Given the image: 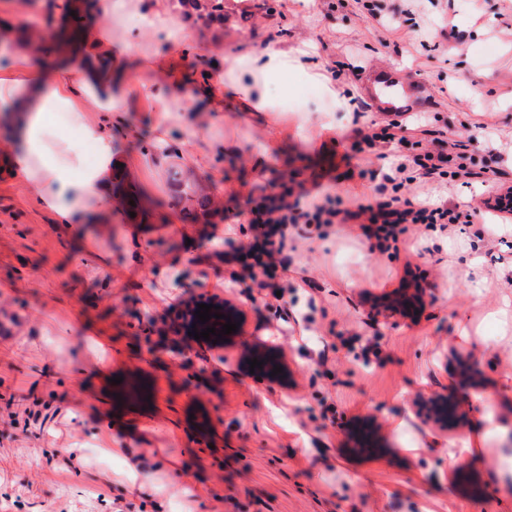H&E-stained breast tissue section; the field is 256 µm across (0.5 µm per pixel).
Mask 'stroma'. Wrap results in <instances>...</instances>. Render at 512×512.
I'll use <instances>...</instances> for the list:
<instances>
[{
  "instance_id": "35a3bbf8",
  "label": "stroma",
  "mask_w": 512,
  "mask_h": 512,
  "mask_svg": "<svg viewBox=\"0 0 512 512\" xmlns=\"http://www.w3.org/2000/svg\"><path fill=\"white\" fill-rule=\"evenodd\" d=\"M274 7L225 38L185 26L182 50L99 0L96 26L133 45L112 65L138 73L112 140L146 220L55 223L6 172L13 141L0 129V512H512V215L490 208L512 186V0ZM65 8L0 0V14L48 38L68 25ZM270 43L311 46L342 99L297 72L270 98L276 124L235 105L192 126L178 109L158 121L156 97L173 82ZM376 72L424 86L429 105L414 117L448 129L474 167L497 169L489 183L409 188L471 211V223L413 224L383 247L357 224H306L287 245L289 288L247 287L221 253L252 238L249 195L318 176L352 209L383 184L389 161L351 148L357 124L389 119L366 99ZM479 123L484 144L470 140ZM186 187L218 209L182 221ZM409 275L424 306L377 317L372 297ZM200 296L244 311L234 343L174 334L175 304ZM256 343L278 349L286 379L243 369ZM436 395L456 403L454 427L418 415ZM360 419L374 427L368 458L353 453ZM476 435L482 453L453 459ZM134 457L142 482L130 491L114 475Z\"/></svg>"
}]
</instances>
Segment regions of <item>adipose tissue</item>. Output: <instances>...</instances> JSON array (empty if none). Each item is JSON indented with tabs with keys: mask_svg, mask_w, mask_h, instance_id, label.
Returning a JSON list of instances; mask_svg holds the SVG:
<instances>
[{
	"mask_svg": "<svg viewBox=\"0 0 512 512\" xmlns=\"http://www.w3.org/2000/svg\"><path fill=\"white\" fill-rule=\"evenodd\" d=\"M85 43L87 50L75 72H32L34 55L27 45L13 49L10 65L0 67V104L8 109L17 138L8 168L17 180L34 185L38 204L60 224H85L111 213L112 183L122 174L104 122L120 119L124 98L115 84L101 78L96 67L100 56L113 54L114 46L97 30L86 33ZM224 64L235 74L231 82L214 79L192 94L159 97L158 111L167 113L178 105L189 116L201 103L220 112L225 101L233 100L243 111L264 112L268 105L261 84L281 82L291 72L313 67L306 53L274 44L228 55ZM82 97L99 112L101 121L84 128L86 137L96 145L97 162L79 175L74 171L79 161L77 150L59 134L55 119L57 110L67 109L73 122H81L82 115L75 112L74 105Z\"/></svg>",
	"mask_w": 512,
	"mask_h": 512,
	"instance_id": "1",
	"label": "adipose tissue"
}]
</instances>
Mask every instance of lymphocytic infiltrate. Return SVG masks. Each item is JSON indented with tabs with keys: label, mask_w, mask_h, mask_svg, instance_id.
Segmentation results:
<instances>
[{
	"label": "lymphocytic infiltrate",
	"mask_w": 512,
	"mask_h": 512,
	"mask_svg": "<svg viewBox=\"0 0 512 512\" xmlns=\"http://www.w3.org/2000/svg\"><path fill=\"white\" fill-rule=\"evenodd\" d=\"M405 119H394L384 127L369 123L355 130L356 146L374 147L383 142L391 146L390 169L401 184H432L466 181L473 172L456 140L447 132L420 128L416 151H406ZM307 191L280 184L278 190L249 198V224L255 231L251 242L225 252L228 261L241 262L250 279L258 287H266L278 271L287 270L284 250L290 238L299 236L305 224H348L361 222L367 236L398 241L409 225L448 226L469 223L471 215L448 208L444 203H416L398 195H386L377 188L371 199L355 208H341L335 198L307 203Z\"/></svg>",
	"instance_id": "lymphocytic-infiltrate-1"
}]
</instances>
